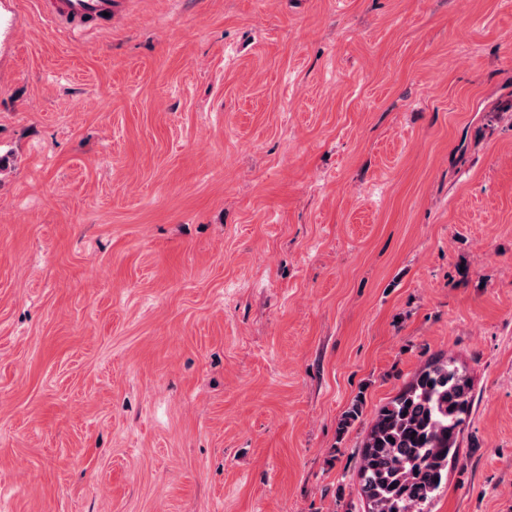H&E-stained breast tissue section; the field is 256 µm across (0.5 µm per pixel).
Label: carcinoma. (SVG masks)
Segmentation results:
<instances>
[{
	"label": "carcinoma",
	"instance_id": "carcinoma-1",
	"mask_svg": "<svg viewBox=\"0 0 512 512\" xmlns=\"http://www.w3.org/2000/svg\"><path fill=\"white\" fill-rule=\"evenodd\" d=\"M473 406L472 379L440 358L383 404L360 448L357 490L366 512H431Z\"/></svg>",
	"mask_w": 512,
	"mask_h": 512
}]
</instances>
